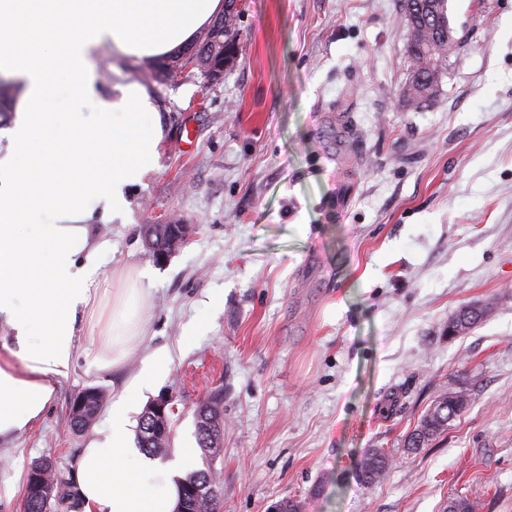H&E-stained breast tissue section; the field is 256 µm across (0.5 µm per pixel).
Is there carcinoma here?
I'll return each mask as SVG.
<instances>
[{"instance_id": "cac0c4a2", "label": "carcinoma", "mask_w": 512, "mask_h": 512, "mask_svg": "<svg viewBox=\"0 0 512 512\" xmlns=\"http://www.w3.org/2000/svg\"><path fill=\"white\" fill-rule=\"evenodd\" d=\"M402 30L406 31V53L410 63V78L405 96L421 102L432 96L438 89L448 70V46L455 43L454 29L448 13V0H401ZM240 10L237 0H224V29L212 25L203 36L198 47L179 63H161L155 66V75L168 80L177 74L178 69L191 62L206 75V68L221 60L222 47L237 45L236 31ZM188 233L186 224H151L145 230L151 255L165 250L172 252V244ZM494 309L489 300L479 301L461 308L448 322V336L463 335ZM105 400L104 392L97 387H87L79 391L70 402V426L74 431H82L96 419ZM470 399L463 390L445 392L438 395L422 415L417 426L405 440V451L413 453L429 444L435 437L448 429V423L462 415ZM197 443L204 456L213 458L222 450L224 439V395L216 389L201 401L194 411ZM137 445L152 457L170 447V418L154 416L144 409L136 430ZM393 460L378 448L360 463L358 477L362 483L372 485L385 478ZM51 481L56 486L53 500L32 493L35 479ZM205 484L211 489L210 497L195 501L194 512H217L221 498L220 476L211 469L199 470L180 480L181 488ZM60 504L67 505L69 512H81L82 501L72 483L59 477L48 461L32 465L27 476L24 512H56Z\"/></svg>"}]
</instances>
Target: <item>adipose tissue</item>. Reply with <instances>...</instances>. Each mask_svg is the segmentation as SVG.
Here are the masks:
<instances>
[{
	"label": "adipose tissue",
	"instance_id": "obj_1",
	"mask_svg": "<svg viewBox=\"0 0 512 512\" xmlns=\"http://www.w3.org/2000/svg\"><path fill=\"white\" fill-rule=\"evenodd\" d=\"M223 12L224 0H0V74L16 80L0 149V441L40 420L77 355L116 370L149 333L150 273H100L111 244L93 221L126 211L157 170L164 126L149 89L103 85L98 59L175 56ZM142 384L124 383L108 433L76 462L84 512L177 510V473L130 445Z\"/></svg>",
	"mask_w": 512,
	"mask_h": 512
}]
</instances>
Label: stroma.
<instances>
[{"label":"stroma","mask_w":512,"mask_h":512,"mask_svg":"<svg viewBox=\"0 0 512 512\" xmlns=\"http://www.w3.org/2000/svg\"><path fill=\"white\" fill-rule=\"evenodd\" d=\"M237 58L209 82L151 61L106 83L146 85L165 126L159 168L130 189L100 270L151 267V334L118 373L76 358L42 419L0 443V512H23L29 467L71 476L107 412L70 427L72 396L115 401L154 351L142 402L172 396V452L224 391L220 512H512V0H449L461 40L437 94L407 103L399 0H240ZM196 133L194 148L181 138ZM176 216L190 242L154 263L143 229ZM494 312L449 337L462 307ZM468 410L415 454L404 439L443 392ZM380 448L395 464L366 486ZM392 463L393 460L385 451L375 449L360 463L358 477L366 485L380 482L387 475Z\"/></svg>","instance_id":"obj_1"}]
</instances>
